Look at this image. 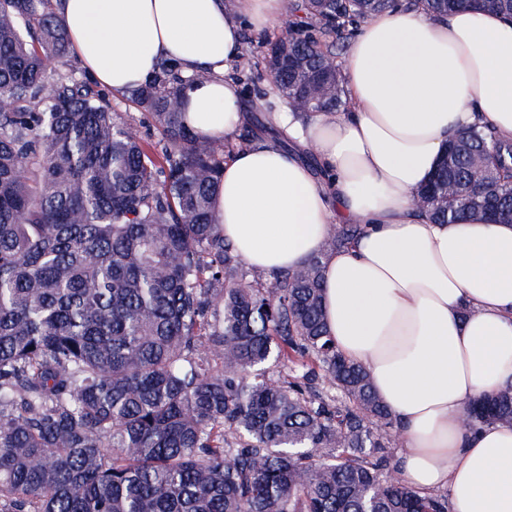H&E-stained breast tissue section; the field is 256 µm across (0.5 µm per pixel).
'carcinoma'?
Returning <instances> with one entry per match:
<instances>
[{
	"label": "carcinoma",
	"instance_id": "obj_1",
	"mask_svg": "<svg viewBox=\"0 0 512 512\" xmlns=\"http://www.w3.org/2000/svg\"><path fill=\"white\" fill-rule=\"evenodd\" d=\"M51 3L0 0V512H448L406 484L370 373L328 335L320 260L251 279L224 238V158L262 139L263 115L234 143L195 135L194 76L163 62L124 92L161 134L152 150L68 63ZM394 5L293 0L264 54L279 98L348 110L336 36ZM421 196L437 222L512 223V146L461 132ZM490 423L512 424V386L462 420Z\"/></svg>",
	"mask_w": 512,
	"mask_h": 512
}]
</instances>
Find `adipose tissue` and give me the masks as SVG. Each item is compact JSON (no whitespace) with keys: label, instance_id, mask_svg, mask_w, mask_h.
Here are the masks:
<instances>
[{"label":"adipose tissue","instance_id":"ef3b65f1","mask_svg":"<svg viewBox=\"0 0 512 512\" xmlns=\"http://www.w3.org/2000/svg\"><path fill=\"white\" fill-rule=\"evenodd\" d=\"M236 2L232 12L224 0H60L58 10L100 85L122 92L177 60L196 77L186 125L231 141L247 122L232 78L243 27L266 28L283 10ZM341 74L349 111L278 105L269 122L295 150L266 139L226 159L224 236L268 276L321 259L328 332L370 372L411 487L447 493L449 512H512V425H462L476 397L512 384V224H436L412 205L460 128L480 121L512 142V18L385 10L349 39ZM339 224L362 231L326 249Z\"/></svg>","mask_w":512,"mask_h":512}]
</instances>
